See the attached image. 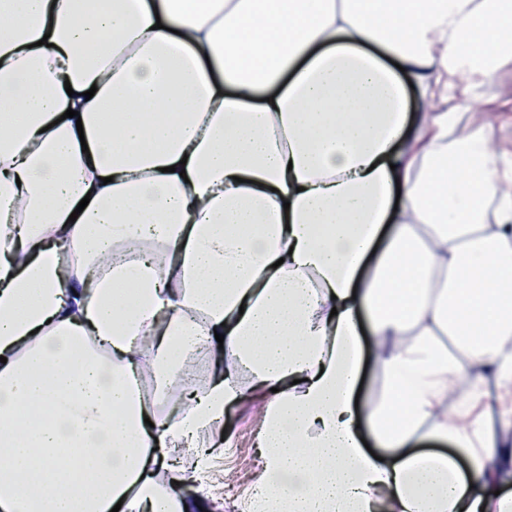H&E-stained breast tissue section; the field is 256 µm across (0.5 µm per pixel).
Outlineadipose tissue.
<instances>
[{
	"label": "adipose tissue",
	"instance_id": "1",
	"mask_svg": "<svg viewBox=\"0 0 512 512\" xmlns=\"http://www.w3.org/2000/svg\"><path fill=\"white\" fill-rule=\"evenodd\" d=\"M510 63L512 0H0V512H193L256 392L250 512H512V152L407 95Z\"/></svg>",
	"mask_w": 512,
	"mask_h": 512
}]
</instances>
